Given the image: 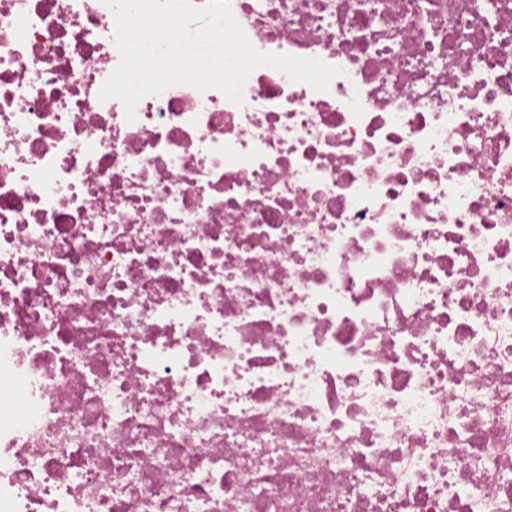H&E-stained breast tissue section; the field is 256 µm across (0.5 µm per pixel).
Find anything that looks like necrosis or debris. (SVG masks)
<instances>
[{
	"label": "necrosis or debris",
	"instance_id": "1",
	"mask_svg": "<svg viewBox=\"0 0 512 512\" xmlns=\"http://www.w3.org/2000/svg\"><path fill=\"white\" fill-rule=\"evenodd\" d=\"M230 4L339 75L0 0V512H512V0Z\"/></svg>",
	"mask_w": 512,
	"mask_h": 512
}]
</instances>
